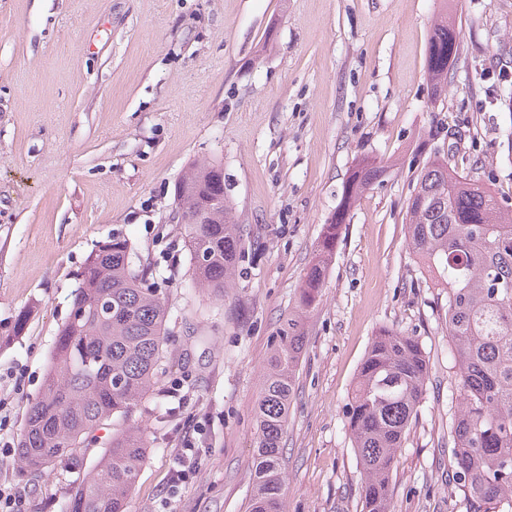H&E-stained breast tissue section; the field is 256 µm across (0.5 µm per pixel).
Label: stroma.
I'll return each instance as SVG.
<instances>
[{
    "mask_svg": "<svg viewBox=\"0 0 512 512\" xmlns=\"http://www.w3.org/2000/svg\"><path fill=\"white\" fill-rule=\"evenodd\" d=\"M444 14L460 51L439 93L426 57ZM434 155L512 202V0H0V484L24 490L22 512H58L78 475L20 474L15 447L83 264L115 236L168 281L177 360L135 413L153 443L127 512H246L263 372L297 314L284 512H356L346 411L382 326L429 360L392 512H461L448 292L406 238V199ZM365 157L390 172L353 205L299 311L322 227ZM196 161L221 163L243 234L220 300L191 287L175 217ZM158 405L173 416L156 421ZM186 435L201 463L171 496Z\"/></svg>",
    "mask_w": 512,
    "mask_h": 512,
    "instance_id": "stroma-1",
    "label": "stroma"
}]
</instances>
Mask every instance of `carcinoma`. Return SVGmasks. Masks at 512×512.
Instances as JSON below:
<instances>
[{"mask_svg":"<svg viewBox=\"0 0 512 512\" xmlns=\"http://www.w3.org/2000/svg\"><path fill=\"white\" fill-rule=\"evenodd\" d=\"M459 35L446 16L433 26L427 71L438 91L448 83ZM387 174V167L369 158L351 171L336 212L323 225L300 290L301 308L311 307L323 288L351 207ZM175 194L187 206L192 286L221 297L242 248L240 225L221 203L223 167L193 164ZM406 228L429 278L448 289V336L458 378L449 438L464 512H505L512 509V208L435 156L423 165L407 198ZM167 316L166 293L150 281L127 239L114 237L86 258L18 447L20 469L27 474L63 462L79 467L88 439L112 422L111 435L98 441L103 448L98 461L73 485L59 512H126L148 448L144 430L133 420L134 408L172 364ZM304 342L301 321L288 319L256 405L248 512H283L280 443ZM428 372L418 338L385 326L376 331L347 407L362 473L359 512H391L392 475Z\"/></svg>","mask_w":512,"mask_h":512,"instance_id":"1","label":"carcinoma"}]
</instances>
